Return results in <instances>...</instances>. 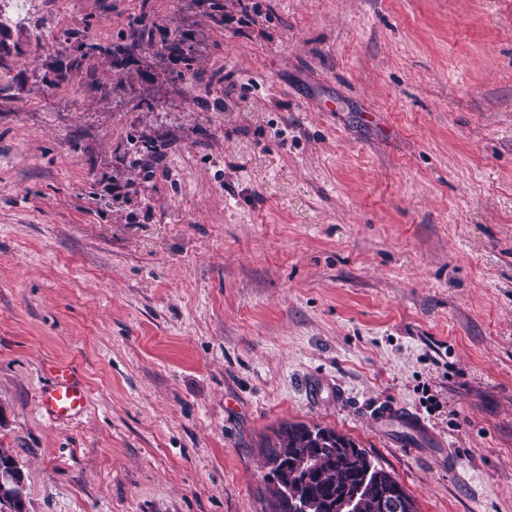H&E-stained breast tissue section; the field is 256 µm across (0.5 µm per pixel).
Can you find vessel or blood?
<instances>
[{
	"label": "vessel or blood",
	"instance_id": "1",
	"mask_svg": "<svg viewBox=\"0 0 512 512\" xmlns=\"http://www.w3.org/2000/svg\"><path fill=\"white\" fill-rule=\"evenodd\" d=\"M52 373L51 384L40 394V408L56 422L70 421L81 416L89 407V396L77 373L70 366L62 364L54 365ZM373 418L381 423L393 421L418 433L425 430L418 416L394 402L377 406Z\"/></svg>",
	"mask_w": 512,
	"mask_h": 512
}]
</instances>
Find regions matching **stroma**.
<instances>
[{
  "instance_id": "1",
  "label": "stroma",
  "mask_w": 512,
  "mask_h": 512,
  "mask_svg": "<svg viewBox=\"0 0 512 512\" xmlns=\"http://www.w3.org/2000/svg\"><path fill=\"white\" fill-rule=\"evenodd\" d=\"M136 20L192 72L115 61ZM5 44L0 448L27 512H270L288 422L418 512H512V0H27ZM51 362L89 392L69 423L38 407ZM134 24L140 26V28L134 29L130 33L129 38H133L132 44L128 45L125 42L112 43V48L109 52L112 53V57L130 56V50L135 45L136 41L146 40L147 44L152 46L157 43L160 45L159 49L163 55H167L169 59L175 62L182 63L186 72H192V64L194 58L190 53V47L186 46V38L183 34H176L175 32L169 33L168 29L157 23H153L150 27L147 25ZM158 37V39H157ZM373 419L381 423L394 421L407 429L427 435L423 421L404 406L394 402H383L375 407Z\"/></svg>"
}]
</instances>
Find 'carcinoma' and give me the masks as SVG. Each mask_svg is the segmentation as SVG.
I'll return each instance as SVG.
<instances>
[{"instance_id": "cac0c4a2", "label": "carcinoma", "mask_w": 512, "mask_h": 512, "mask_svg": "<svg viewBox=\"0 0 512 512\" xmlns=\"http://www.w3.org/2000/svg\"><path fill=\"white\" fill-rule=\"evenodd\" d=\"M130 37L160 45L162 54L192 71L194 58L184 35L154 23L132 30ZM266 457L271 512H293L292 504L303 501L314 512H338L337 505L358 491L362 512H416L411 496L366 449L331 428L285 424L267 447Z\"/></svg>"}]
</instances>
